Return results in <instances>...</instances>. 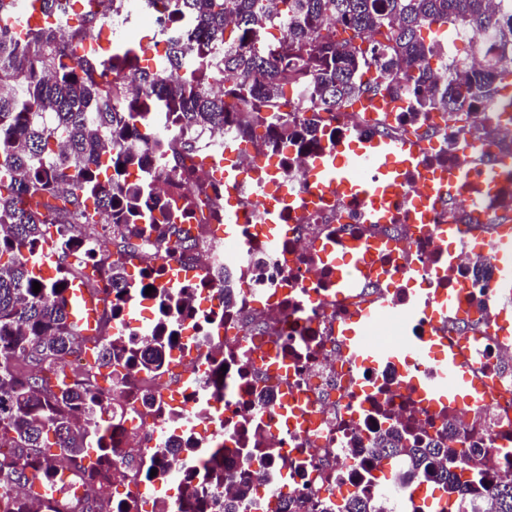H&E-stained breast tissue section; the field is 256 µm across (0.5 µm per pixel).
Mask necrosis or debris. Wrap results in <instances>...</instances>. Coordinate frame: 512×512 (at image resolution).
I'll use <instances>...</instances> for the list:
<instances>
[{
  "mask_svg": "<svg viewBox=\"0 0 512 512\" xmlns=\"http://www.w3.org/2000/svg\"><path fill=\"white\" fill-rule=\"evenodd\" d=\"M161 16L151 0H126L119 12L106 14L101 31L124 39L136 25L157 28ZM433 120L439 134L421 147L418 166L405 172L385 224L370 222L354 195L316 197L309 165L316 154L376 136L382 126L411 138L396 107L337 113L317 148L275 152L271 175L264 153H253L244 160L250 177L235 187L213 180L207 170L239 142L242 132L234 124L196 132L206 163L188 181L177 182L165 161L154 163L159 202L169 199L176 182L202 205L233 192L239 217L232 237L223 239L215 236L209 212L196 213L198 249H149L136 260L140 284L154 289L127 292L139 311L122 308L111 321L112 333L148 338L164 296L189 294L195 305L173 320L170 368L112 379V446L119 461L114 481L125 490L124 499L113 500V512H170L172 501L195 487L192 475L219 438L239 445L224 456L225 495L238 483H254L238 512H341L354 491L388 501L391 512H425L420 491L436 486L434 473L409 477L406 464L388 463L372 446L397 421L422 440L464 449L490 480H512V329L500 323L512 311V293L499 288L491 252L476 257L469 247L476 233L500 235L503 218L512 215V166H499L493 187L475 204L432 210L431 223L461 224L462 234L445 240L415 234L407 222L423 173L462 164L461 157L447 155L448 139L468 141L473 122L504 148L512 145V125L498 120L493 104L465 122L453 113ZM271 192L279 199V216L268 225L259 197ZM352 241L366 253L368 274L342 288L337 274ZM419 293L459 301L457 312L441 319L422 311L411 318L412 335L439 337L434 354L380 361L349 353L345 330L354 313L382 304L402 311ZM450 350L462 375L478 382V398L421 405L406 387V370L434 375L439 354ZM219 369L220 388L213 383ZM147 395L152 405H145ZM167 439L178 443L173 454L150 455V447ZM245 448L252 449L251 459H243Z\"/></svg>",
  "mask_w": 512,
  "mask_h": 512,
  "instance_id": "necrosis-or-debris-1",
  "label": "necrosis or debris"
}]
</instances>
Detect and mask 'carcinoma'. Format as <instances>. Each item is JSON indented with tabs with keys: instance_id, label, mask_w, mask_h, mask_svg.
<instances>
[{
	"instance_id": "cac0c4a2",
	"label": "carcinoma",
	"mask_w": 512,
	"mask_h": 512,
	"mask_svg": "<svg viewBox=\"0 0 512 512\" xmlns=\"http://www.w3.org/2000/svg\"><path fill=\"white\" fill-rule=\"evenodd\" d=\"M90 2L80 0L77 13L75 0H26L24 10L37 8L48 22L15 33L0 28V512H68L64 496L20 493L36 484L63 490L54 469L60 457L83 464L90 484H112L104 391L92 378L56 375L87 342L69 320L68 291L77 280L119 310L112 291L129 284L127 260L149 244L157 251L196 248L192 228L183 225L195 215L196 199L180 195L159 206L146 175L157 158L173 169L187 161L194 168L193 130L237 123L256 148L314 143L318 127L288 110L290 90L303 92L313 112L344 111L359 97H403L415 129L433 112L467 116L493 101L512 122L502 64L512 53V0H165L172 28H192L191 39L169 45L166 75L147 65L139 43H108L76 56L101 25ZM70 19L75 26L64 34L60 26ZM448 22L480 56L448 62L444 84L431 87L432 62L442 64L448 53L426 45L421 32ZM276 26L281 37L267 38ZM339 28L352 38L336 40ZM112 69L132 72L134 96L108 78ZM157 102L177 124L173 139L153 136L150 109ZM104 212L126 232L110 239L118 259L101 268L100 279L73 270L64 246L55 277L35 274L27 255L51 228L62 234L77 225L94 242ZM171 342L163 325L143 342L114 336L102 344L97 366L120 362L149 374L164 366ZM376 447L406 460L412 473L436 469L450 497L481 490L491 512H512V482L489 481L449 445L424 446L400 429ZM228 450L222 439L209 449L196 474L203 491L222 493ZM251 495L250 484L239 485L224 512H236ZM205 508L185 495L171 512ZM344 512L385 510L352 496Z\"/></svg>"
}]
</instances>
